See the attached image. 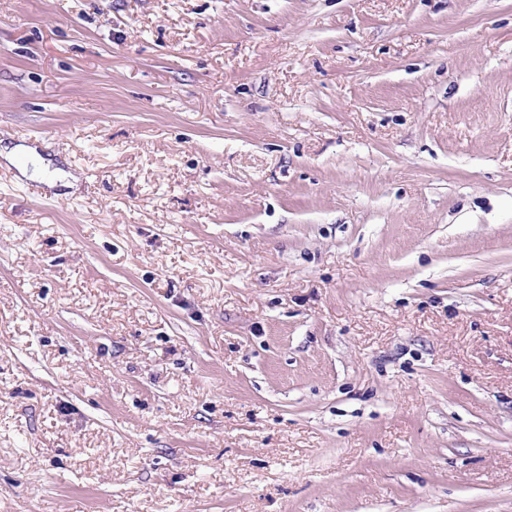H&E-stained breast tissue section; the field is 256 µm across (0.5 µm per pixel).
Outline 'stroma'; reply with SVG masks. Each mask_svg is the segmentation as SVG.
<instances>
[{
	"label": "stroma",
	"instance_id": "stroma-1",
	"mask_svg": "<svg viewBox=\"0 0 512 512\" xmlns=\"http://www.w3.org/2000/svg\"><path fill=\"white\" fill-rule=\"evenodd\" d=\"M0 512H512V0H0Z\"/></svg>",
	"mask_w": 512,
	"mask_h": 512
}]
</instances>
